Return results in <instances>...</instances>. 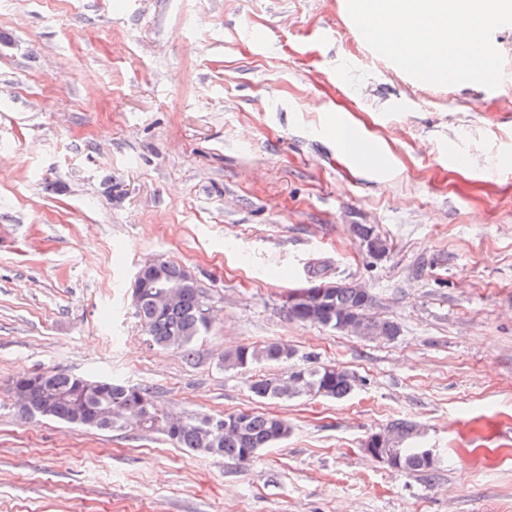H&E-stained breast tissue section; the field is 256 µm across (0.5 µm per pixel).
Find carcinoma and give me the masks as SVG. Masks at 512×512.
Wrapping results in <instances>:
<instances>
[{"label":"carcinoma","instance_id":"carcinoma-1","mask_svg":"<svg viewBox=\"0 0 512 512\" xmlns=\"http://www.w3.org/2000/svg\"><path fill=\"white\" fill-rule=\"evenodd\" d=\"M312 301L307 305L286 302L288 318L301 323H314L341 331H349L348 324L355 322L362 337L392 339L399 333L397 324L382 321L371 314L373 297L363 288L352 284H334L314 281ZM203 292L197 282L182 288L177 306L159 310L152 300L143 298L135 307V314L146 335L158 347L173 348L192 355V344L208 330L201 317ZM293 357L288 346L278 342L247 345L224 355V368L238 370L254 365H277ZM59 399L49 407L33 401L31 412L39 418H51L75 426L97 430H155L153 424L140 428L126 419L129 410L142 401L153 402V391L142 385L111 381L108 394L102 401L112 405V421L105 425L86 424L77 420L67 395L71 392L73 375L63 372L48 374ZM359 378L349 369L335 366L295 365L282 375L263 376L249 384L252 395L260 400H290L302 396H319L341 399L358 385ZM230 423L224 431V440L216 446L209 445L208 425ZM398 440L395 444L396 467L400 471L418 472L432 479L439 461L426 456L417 448L418 430L408 422L391 425ZM290 433L284 418L254 411H240L222 417H188L176 433H165L166 438L184 452L199 457H222L238 465L253 461L258 453L286 439Z\"/></svg>","mask_w":512,"mask_h":512}]
</instances>
